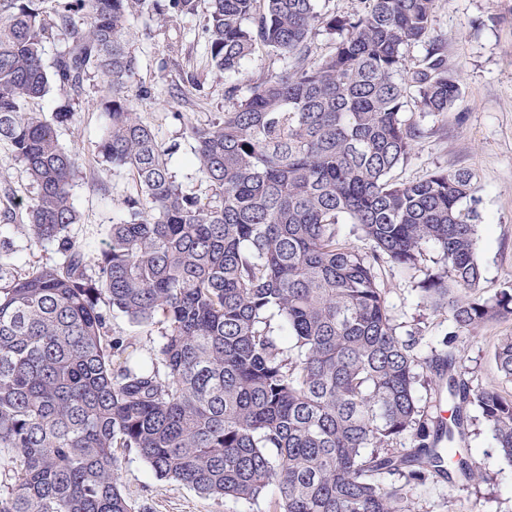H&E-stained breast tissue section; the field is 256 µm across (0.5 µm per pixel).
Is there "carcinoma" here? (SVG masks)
<instances>
[{"label": "carcinoma", "instance_id": "obj_1", "mask_svg": "<svg viewBox=\"0 0 512 512\" xmlns=\"http://www.w3.org/2000/svg\"><path fill=\"white\" fill-rule=\"evenodd\" d=\"M435 2L322 14L315 0H208L217 71H239L258 43L287 63L206 124L176 113L203 200L130 106L152 95L135 79L128 24L147 0H0V147L36 189L29 247L63 255L28 269L0 261V512H134L118 485L130 449L205 497L257 502L272 486L267 512H420L416 490L440 482L479 501L490 478L465 449L476 425L512 465V393L472 385L464 365L462 333L512 316L511 282L480 294L479 225L461 209L474 175L391 178L424 134L408 104L440 114L460 93L442 40L417 65L405 56L428 38ZM196 7L152 0L160 15ZM320 28L335 47L310 63ZM55 29L66 41L47 66ZM91 77L106 91L97 153L138 187L96 255L70 235L79 157L29 110L51 86L77 93ZM429 244L443 270L422 300L455 331L422 357L421 337L396 331L380 272L414 268ZM113 312L161 329L154 358L112 335ZM494 361L512 383V334ZM421 388L448 391L450 423Z\"/></svg>", "mask_w": 512, "mask_h": 512}]
</instances>
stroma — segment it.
<instances>
[{
    "instance_id": "stroma-1",
    "label": "stroma",
    "mask_w": 512,
    "mask_h": 512,
    "mask_svg": "<svg viewBox=\"0 0 512 512\" xmlns=\"http://www.w3.org/2000/svg\"><path fill=\"white\" fill-rule=\"evenodd\" d=\"M206 0H197L192 15L137 13L129 28L137 59L136 78L153 90L148 99L132 100L131 107L168 153V164L183 190L206 197L207 188L191 164V142L184 137L178 113L201 124L215 114L232 111L235 99L227 89H246L251 80L275 78L284 62L279 53L257 45L239 74L215 72L202 34ZM431 36L446 49L448 68L460 80V94L449 112L417 115L424 136L411 155L392 172L398 182L424 179L439 168L472 170L477 178L476 210L481 225L478 258L484 296L494 295L512 281V0H437ZM67 107L71 115L56 123L60 145L80 155V174L73 198L81 221L71 234L92 254L104 246L103 230L123 221L125 197L136 194L131 175L112 169L97 158V143L105 123L101 93L86 82L80 95L50 89L39 102L45 115ZM439 253L426 247L416 268L392 265L381 270L387 301L399 326L420 324V355L442 347L452 324L447 314H434L423 304L419 285L437 272ZM512 333V319L490 323L467 338L466 364L476 385L499 384L493 360L498 337ZM485 432L471 438L481 468L495 478V499L483 512H512V466L493 452ZM120 484L138 512H266L265 502L204 497L174 481L157 479L136 451H127Z\"/></svg>"
}]
</instances>
